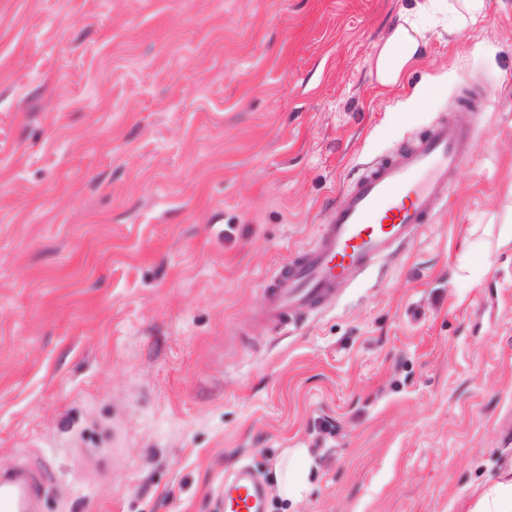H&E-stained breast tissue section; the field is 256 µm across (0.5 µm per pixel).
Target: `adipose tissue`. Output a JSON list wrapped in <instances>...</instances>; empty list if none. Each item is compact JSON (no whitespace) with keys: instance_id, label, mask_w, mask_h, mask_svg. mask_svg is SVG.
<instances>
[{"instance_id":"ef3b65f1","label":"adipose tissue","mask_w":512,"mask_h":512,"mask_svg":"<svg viewBox=\"0 0 512 512\" xmlns=\"http://www.w3.org/2000/svg\"><path fill=\"white\" fill-rule=\"evenodd\" d=\"M437 0H417L414 8L402 16V21L381 46L376 59V79L383 85H396L403 71L421 55L427 21L434 13ZM313 460L306 449L292 452L288 466L278 468V493L286 500L298 501L309 490L307 474Z\"/></svg>"}]
</instances>
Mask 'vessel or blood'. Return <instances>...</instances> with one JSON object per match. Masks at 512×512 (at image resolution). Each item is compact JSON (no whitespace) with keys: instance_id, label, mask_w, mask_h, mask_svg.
Wrapping results in <instances>:
<instances>
[{"instance_id":"vessel-or-blood-1","label":"vessel or blood","mask_w":512,"mask_h":512,"mask_svg":"<svg viewBox=\"0 0 512 512\" xmlns=\"http://www.w3.org/2000/svg\"><path fill=\"white\" fill-rule=\"evenodd\" d=\"M477 130L433 125L393 156L370 163L329 211L312 247L288 259L264 290L256 316L284 329L335 299L352 271L366 270L413 241L448 200L450 177L472 157ZM43 468L23 462L0 473V512H35ZM224 512H264L266 491L251 467L224 480Z\"/></svg>"}]
</instances>
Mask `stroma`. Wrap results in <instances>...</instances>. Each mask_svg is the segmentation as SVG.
<instances>
[{"label":"stroma","instance_id":"obj_1","mask_svg":"<svg viewBox=\"0 0 512 512\" xmlns=\"http://www.w3.org/2000/svg\"><path fill=\"white\" fill-rule=\"evenodd\" d=\"M410 6L0 0V468L47 466L39 512H217L241 463L267 512H472L512 481V0L385 88ZM441 118L481 133L434 223L258 326L364 165ZM302 461L304 467L300 468L296 463ZM313 465V459L304 448H295L292 452L288 467L277 466L278 493L286 500L293 502L304 497L309 490L307 474Z\"/></svg>","mask_w":512,"mask_h":512}]
</instances>
